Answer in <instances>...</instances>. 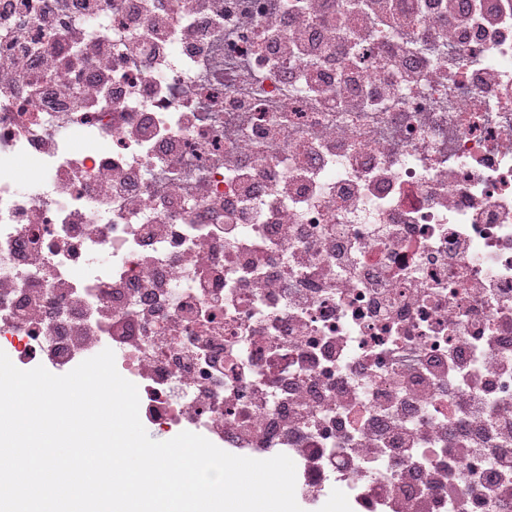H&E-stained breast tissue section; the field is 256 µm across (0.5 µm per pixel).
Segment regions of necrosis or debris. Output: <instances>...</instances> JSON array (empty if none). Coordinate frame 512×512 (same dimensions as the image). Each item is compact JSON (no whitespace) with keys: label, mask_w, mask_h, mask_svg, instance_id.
I'll return each mask as SVG.
<instances>
[{"label":"necrosis or debris","mask_w":512,"mask_h":512,"mask_svg":"<svg viewBox=\"0 0 512 512\" xmlns=\"http://www.w3.org/2000/svg\"><path fill=\"white\" fill-rule=\"evenodd\" d=\"M0 339L111 349L144 422L289 456L303 512H500L512 0H0ZM485 408V403L480 399H471L463 403H447L441 400L435 407V412L440 417L448 416L451 420H460L464 416H475L480 414Z\"/></svg>","instance_id":"necrosis-or-debris-1"}]
</instances>
